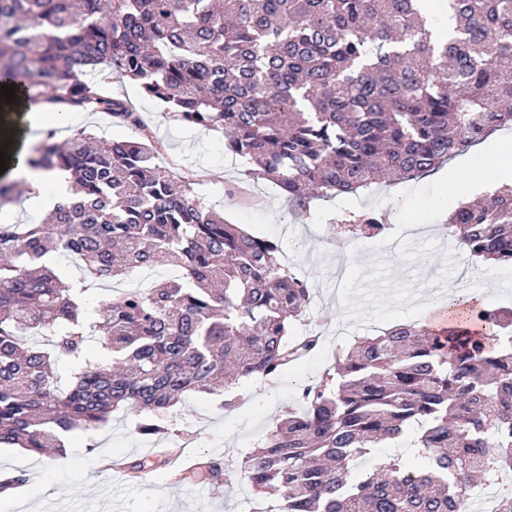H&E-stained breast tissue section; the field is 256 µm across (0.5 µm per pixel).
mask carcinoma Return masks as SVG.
Here are the masks:
<instances>
[{
  "mask_svg": "<svg viewBox=\"0 0 512 512\" xmlns=\"http://www.w3.org/2000/svg\"><path fill=\"white\" fill-rule=\"evenodd\" d=\"M423 0H0V86L21 107L102 112L135 130L45 141L31 170L68 175L70 196L40 224L0 222V443L60 452L133 411L138 430L194 393L276 376L320 337H289L308 282L154 162L151 130L105 91L100 68L139 83L187 126L224 130V152L307 213L438 168L512 129V0H447L448 35ZM385 215L348 213L346 240ZM459 248L512 267V185L462 202L445 221ZM81 276L62 283L52 259ZM177 276L101 302L93 285L135 269ZM448 334L395 325L336 356L249 452L245 476L277 512H471L477 481L512 465V308L465 304ZM50 333L40 347L29 338ZM68 368L61 387L57 367ZM413 435L420 468L372 448ZM209 459L183 479L218 483Z\"/></svg>",
  "mask_w": 512,
  "mask_h": 512,
  "instance_id": "1",
  "label": "carcinoma"
}]
</instances>
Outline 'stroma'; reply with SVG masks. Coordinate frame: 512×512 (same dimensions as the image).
<instances>
[{"instance_id":"stroma-1","label":"stroma","mask_w":512,"mask_h":512,"mask_svg":"<svg viewBox=\"0 0 512 512\" xmlns=\"http://www.w3.org/2000/svg\"><path fill=\"white\" fill-rule=\"evenodd\" d=\"M111 89L151 129L159 147L155 161L176 182L190 183L230 223L278 242L283 264L307 279L313 294L292 333L302 335L305 323H314L324 331L321 346L278 376L240 380L232 411L206 395L183 398L170 408L159 435L138 433V417L117 412L93 433H72L62 457L0 445V475L31 477L25 497L0 498V512H266L268 500L253 494L243 473L245 455L277 421L298 410L301 388L331 367L338 348L397 324L424 321L431 305L460 295L457 270L464 265L480 271L477 285L487 289L488 305L512 308V268L477 262L453 238L438 234L446 215L434 210V200L446 197L453 208L462 198L450 179L457 160L396 186L313 201L310 215L300 217L278 189L225 155L223 130L185 126L128 79H113ZM83 130L106 137L132 134L107 114L87 112L78 122L34 135L60 143ZM368 209L388 213L390 223L399 225L405 236L400 252L390 254L363 239L341 244L338 216ZM207 454L225 462L230 484L172 478L173 469ZM142 458L155 468L135 480L105 468L116 459Z\"/></svg>"}]
</instances>
